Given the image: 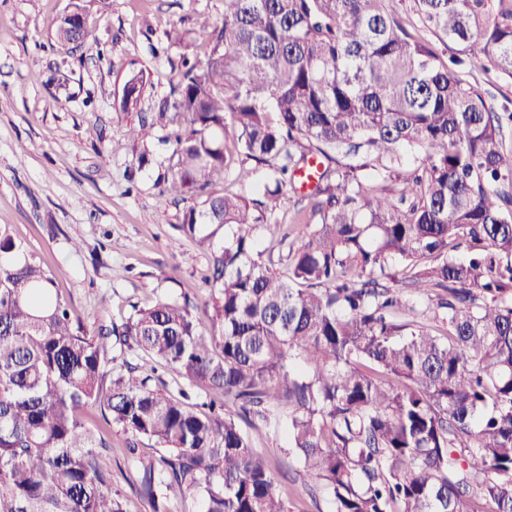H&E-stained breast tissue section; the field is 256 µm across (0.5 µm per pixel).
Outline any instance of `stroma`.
Listing matches in <instances>:
<instances>
[{
	"label": "stroma",
	"instance_id": "stroma-1",
	"mask_svg": "<svg viewBox=\"0 0 512 512\" xmlns=\"http://www.w3.org/2000/svg\"><path fill=\"white\" fill-rule=\"evenodd\" d=\"M70 0H0V225L55 271L54 289L86 330L118 323L133 307L189 296L205 300L209 257L179 229L185 202L164 194L176 163L169 132L143 140L127 131L169 99L172 64L183 51L206 58L199 24L220 19L224 0H84L102 54L62 45L57 20ZM147 85L137 105L119 107L131 73ZM288 240L264 237L258 249L288 271L291 239L319 216L285 186L272 216ZM112 458V487L151 512L138 495L135 457H158L130 434L86 412Z\"/></svg>",
	"mask_w": 512,
	"mask_h": 512
}]
</instances>
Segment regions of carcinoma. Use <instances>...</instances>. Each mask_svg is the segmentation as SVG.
<instances>
[{
  "label": "carcinoma",
  "mask_w": 512,
  "mask_h": 512,
  "mask_svg": "<svg viewBox=\"0 0 512 512\" xmlns=\"http://www.w3.org/2000/svg\"><path fill=\"white\" fill-rule=\"evenodd\" d=\"M389 0H224L204 61L181 55L174 99L129 130L183 118L164 192L210 254L204 306L159 299L88 333L55 275L0 226V512H130L84 411L134 441L139 496L173 512H288L271 458L322 481L330 512H512V112L458 69L512 79V0H414L457 46L442 61ZM64 43L93 48L89 31ZM146 86L126 80L125 111ZM272 166L261 198L208 191L224 144ZM304 170L321 223L288 275L257 251L285 178ZM398 180L411 201L366 195ZM224 229V246H214ZM465 248L466 257L455 252ZM444 291L433 326L417 292ZM147 353L199 391L153 385L114 346ZM231 404L235 414L224 411ZM288 417V447L256 448Z\"/></svg>",
  "instance_id": "carcinoma-1"
}]
</instances>
